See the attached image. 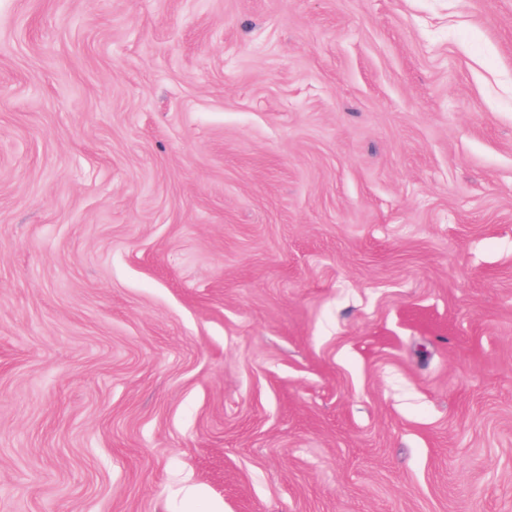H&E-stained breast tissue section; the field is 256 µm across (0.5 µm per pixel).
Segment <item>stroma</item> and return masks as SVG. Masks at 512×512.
Here are the masks:
<instances>
[{"instance_id": "obj_1", "label": "stroma", "mask_w": 512, "mask_h": 512, "mask_svg": "<svg viewBox=\"0 0 512 512\" xmlns=\"http://www.w3.org/2000/svg\"><path fill=\"white\" fill-rule=\"evenodd\" d=\"M217 506L512 512V0H0V512Z\"/></svg>"}]
</instances>
